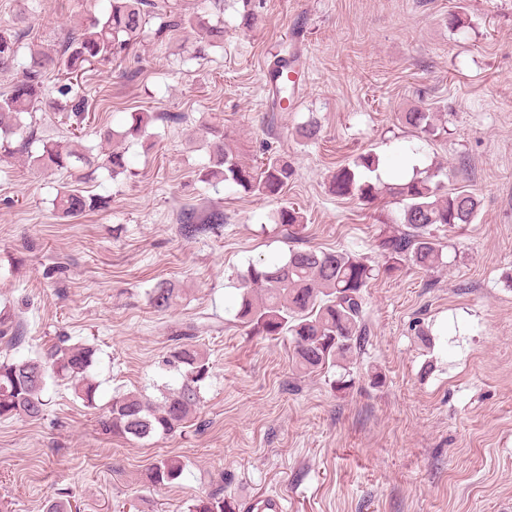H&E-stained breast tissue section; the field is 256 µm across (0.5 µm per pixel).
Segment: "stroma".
Wrapping results in <instances>:
<instances>
[{"instance_id":"stroma-1","label":"stroma","mask_w":512,"mask_h":512,"mask_svg":"<svg viewBox=\"0 0 512 512\" xmlns=\"http://www.w3.org/2000/svg\"><path fill=\"white\" fill-rule=\"evenodd\" d=\"M102 6L0 0V24L24 19L27 43L47 46ZM242 11L228 0L224 45L206 56L174 54L191 33H150L125 60L87 73L84 145L99 148V129L130 113L152 117L122 143L129 175L100 170L84 183L109 197L106 209L59 218L67 174L0 160V310L24 328L20 343L0 333V358L85 344L100 384L95 407L52 382L40 418L0 420V512H45L52 500L72 512H188L219 480L240 512L261 493L284 497L288 512H512V0H263L264 22L250 31ZM451 12L465 34L449 30ZM288 48L304 66L294 108L277 112L266 73ZM416 107L440 113L443 131L405 126L401 113ZM311 117L320 133L307 141L296 129ZM211 126L248 165L269 148L287 157L294 176L280 201L199 181ZM366 151L393 179L411 164L438 169L448 187L469 186L479 211L464 229L439 231L447 266L371 282L368 342L340 391L335 371L293 368L288 337L237 322L236 277L292 246L383 263L378 238L398 207L328 189L336 166ZM283 204L306 217L297 240L276 222ZM187 206L224 222L185 237ZM162 280L179 290L165 313L148 296ZM189 337L211 375L188 427L163 439L99 434L113 396L178 386L164 359ZM166 455L186 461L180 480L144 485Z\"/></svg>"}]
</instances>
